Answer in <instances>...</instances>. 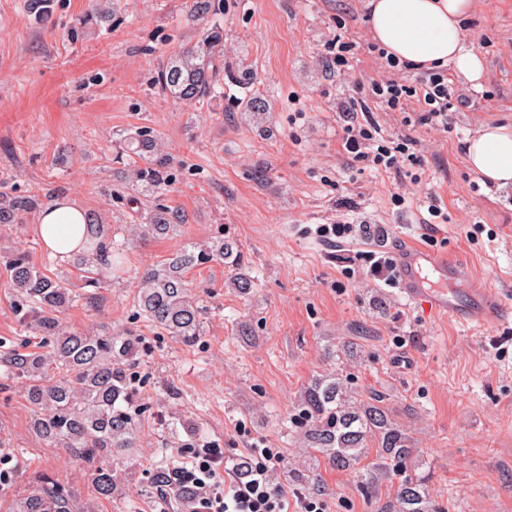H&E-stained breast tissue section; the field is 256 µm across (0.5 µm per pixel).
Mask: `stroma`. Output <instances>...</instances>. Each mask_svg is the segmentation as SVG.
<instances>
[{
	"label": "stroma",
	"mask_w": 512,
	"mask_h": 512,
	"mask_svg": "<svg viewBox=\"0 0 512 512\" xmlns=\"http://www.w3.org/2000/svg\"><path fill=\"white\" fill-rule=\"evenodd\" d=\"M186 0H112L110 25L88 16L94 0H55L51 19L29 21L25 0H0V193H42L48 184L104 224L124 245L123 268L86 286L73 263L43 247L37 214L0 225V347L39 345L16 316L9 258L66 278L77 299L63 316L77 332L133 335L134 370L152 408L141 418L134 474L124 495L103 499L93 465L37 437L23 385L0 377V448L18 471L0 486V512L39 480L69 490L77 512H186L178 498L159 503L148 476L172 465L184 431L178 418L233 458L252 446L279 449L274 473L308 455L289 435L287 417L314 377L350 373L356 398L384 395L394 421L425 460L428 491L442 512H512V328L470 327L412 307L373 277L367 257L378 236L409 237L464 263L512 304V187L499 189L467 165L463 145L484 123H512V0H474L469 48L485 62L480 85L449 73L456 105L443 133L405 125L404 111L359 108L373 81L392 76L367 34V0H220L224 91L184 105L164 95L158 69L200 36ZM352 50L333 66L335 37ZM266 99L259 119L249 98ZM372 119L385 135L415 138L424 157L415 178L358 161L343 148L347 126ZM149 131L169 158V181L154 193L128 176L127 145ZM448 220L430 223L429 204ZM158 207L185 217L177 234H132ZM359 225L353 238L329 242L321 224ZM236 242L254 289L227 288L229 267L211 262L189 278L204 336L189 348L140 317L137 285L180 246ZM251 325L255 342L235 334ZM350 342L360 357L325 350ZM331 490L326 512H377L389 480L365 495L363 471L321 467Z\"/></svg>",
	"instance_id": "stroma-1"
}]
</instances>
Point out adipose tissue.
<instances>
[{
	"label": "adipose tissue",
	"mask_w": 512,
	"mask_h": 512,
	"mask_svg": "<svg viewBox=\"0 0 512 512\" xmlns=\"http://www.w3.org/2000/svg\"><path fill=\"white\" fill-rule=\"evenodd\" d=\"M368 7V32L389 55L424 69L453 67L474 84L482 80V57L467 48L460 36L471 0H369ZM465 157L487 182L512 185V125H483L468 139ZM86 223V212L61 198L41 211L37 233L44 248L65 261L78 252Z\"/></svg>",
	"instance_id": "1"
}]
</instances>
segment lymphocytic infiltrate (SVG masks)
I'll return each mask as SVG.
<instances>
[{
  "mask_svg": "<svg viewBox=\"0 0 512 512\" xmlns=\"http://www.w3.org/2000/svg\"><path fill=\"white\" fill-rule=\"evenodd\" d=\"M373 98L389 109H402L405 101L417 99L421 109L417 121L447 129L448 113L453 108V96L448 77L440 71L424 72L414 84L395 78L373 83ZM374 126H350L346 129L344 148L353 158L404 173L406 168L421 165L416 141L410 136L384 144H376ZM249 465L239 471L218 444L206 443L180 452L182 462L170 470L174 487L190 490L195 504L193 512H289L291 503L287 488L274 484L271 473L281 461L275 448H252L248 451Z\"/></svg>",
  "mask_w": 512,
  "mask_h": 512,
  "instance_id": "obj_1",
  "label": "lymphocytic infiltrate"
}]
</instances>
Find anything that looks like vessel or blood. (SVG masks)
<instances>
[{
	"instance_id": "b4317fda",
	"label": "vessel or blood",
	"mask_w": 512,
	"mask_h": 512,
	"mask_svg": "<svg viewBox=\"0 0 512 512\" xmlns=\"http://www.w3.org/2000/svg\"><path fill=\"white\" fill-rule=\"evenodd\" d=\"M397 286L413 304L476 329L512 323V305L470 269L407 240L396 251Z\"/></svg>"
}]
</instances>
